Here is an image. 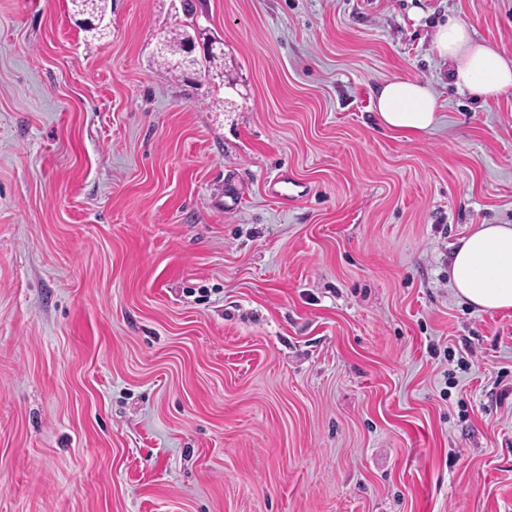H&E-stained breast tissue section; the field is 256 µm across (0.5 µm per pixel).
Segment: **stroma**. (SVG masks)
Masks as SVG:
<instances>
[{"instance_id":"obj_1","label":"stroma","mask_w":512,"mask_h":512,"mask_svg":"<svg viewBox=\"0 0 512 512\" xmlns=\"http://www.w3.org/2000/svg\"><path fill=\"white\" fill-rule=\"evenodd\" d=\"M239 96L166 75L171 0H0V512H512V310L449 261L512 224V90L454 16L512 0H203ZM427 85L394 136L376 87ZM290 172L309 194L269 197ZM439 56L448 59L454 84L479 99L512 89V58L475 39L464 22L448 17L434 36ZM438 108V99L431 89L414 79H393L376 91V118L384 128L398 135L429 133L438 122Z\"/></svg>"}]
</instances>
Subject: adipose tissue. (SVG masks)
<instances>
[{
	"mask_svg": "<svg viewBox=\"0 0 512 512\" xmlns=\"http://www.w3.org/2000/svg\"><path fill=\"white\" fill-rule=\"evenodd\" d=\"M439 56L447 58L454 84L479 99L512 89V58L475 39L464 22L449 18L434 36ZM439 102L423 83L399 78L376 91L378 122L399 135L429 133L439 118ZM450 278L456 295L481 311L512 309V225L483 224L455 245Z\"/></svg>",
	"mask_w": 512,
	"mask_h": 512,
	"instance_id": "ef3b65f1",
	"label": "adipose tissue"
}]
</instances>
